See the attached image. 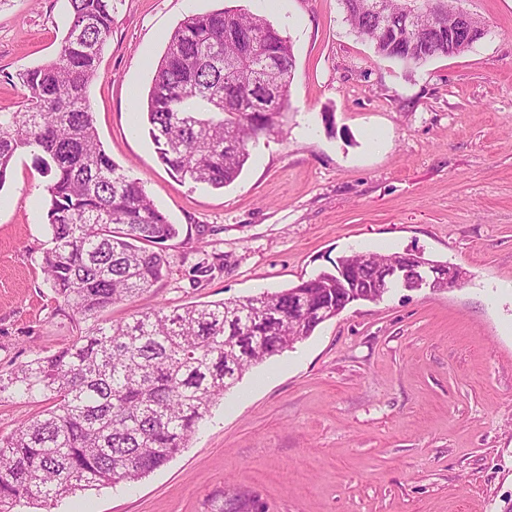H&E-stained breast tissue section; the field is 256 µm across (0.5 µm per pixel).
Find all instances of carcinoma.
<instances>
[{"label": "carcinoma", "mask_w": 512, "mask_h": 512, "mask_svg": "<svg viewBox=\"0 0 512 512\" xmlns=\"http://www.w3.org/2000/svg\"><path fill=\"white\" fill-rule=\"evenodd\" d=\"M70 25L56 57L19 73L27 94L0 111V189L18 156L33 153L47 178L50 247L41 269L53 299L81 320L71 343L0 372V402L47 407L0 436V512L93 487L141 479L166 465L217 399L254 365L307 339L323 322L386 289L378 268L407 254L351 253L332 268L274 292L140 312L101 322L168 274L164 243L179 234L140 182L106 153L88 89L112 35L114 0H68ZM346 21L375 53L406 65L467 50L444 26L459 10L381 0L399 28L384 32L371 0H340ZM295 67L290 42L259 15L224 8L186 16L170 35L147 99L158 159L180 180L233 183L259 139L282 132ZM350 287H336L338 269ZM305 315L288 310L295 296Z\"/></svg>", "instance_id": "1"}]
</instances>
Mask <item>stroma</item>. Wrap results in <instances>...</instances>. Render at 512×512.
Segmentation results:
<instances>
[{"instance_id":"1","label":"stroma","mask_w":512,"mask_h":512,"mask_svg":"<svg viewBox=\"0 0 512 512\" xmlns=\"http://www.w3.org/2000/svg\"><path fill=\"white\" fill-rule=\"evenodd\" d=\"M68 0H0V107L19 71L54 57ZM486 32L420 65L377 56L340 0H117L88 97L100 140L180 227L168 275L124 320L158 307L277 291L336 257L417 249L460 286L392 288L249 369L164 467L78 490L49 512H222L226 490L266 512H505L512 505V0H462ZM237 8L292 43L284 131L239 178L173 177L142 110L179 22ZM384 134L371 146L368 134ZM45 177L19 157L0 189V371L55 353L75 320L51 298ZM211 265L209 275L197 273Z\"/></svg>"}]
</instances>
